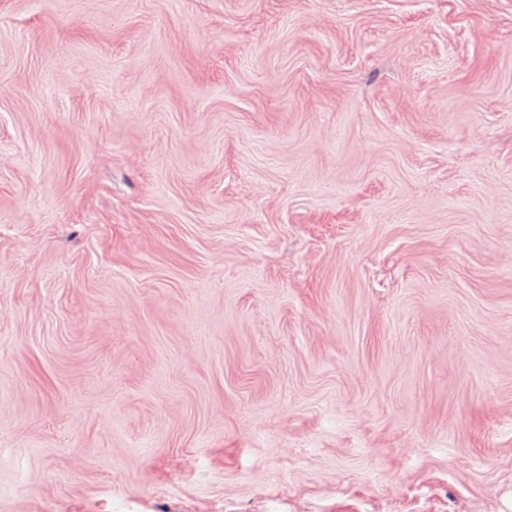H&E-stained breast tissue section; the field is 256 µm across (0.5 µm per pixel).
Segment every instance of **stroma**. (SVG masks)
I'll use <instances>...</instances> for the list:
<instances>
[{
	"mask_svg": "<svg viewBox=\"0 0 512 512\" xmlns=\"http://www.w3.org/2000/svg\"><path fill=\"white\" fill-rule=\"evenodd\" d=\"M0 512H512V0H0Z\"/></svg>",
	"mask_w": 512,
	"mask_h": 512,
	"instance_id": "obj_1",
	"label": "stroma"
}]
</instances>
